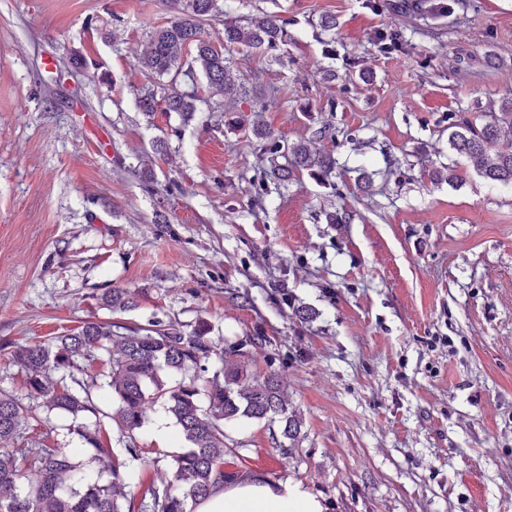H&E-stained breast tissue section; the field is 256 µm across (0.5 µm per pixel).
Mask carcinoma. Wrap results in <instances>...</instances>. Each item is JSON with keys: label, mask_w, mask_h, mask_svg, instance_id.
Returning <instances> with one entry per match:
<instances>
[{"label": "carcinoma", "mask_w": 512, "mask_h": 512, "mask_svg": "<svg viewBox=\"0 0 512 512\" xmlns=\"http://www.w3.org/2000/svg\"><path fill=\"white\" fill-rule=\"evenodd\" d=\"M220 2L166 0L172 17L150 33L141 57L147 74L168 79L171 92L160 100L164 111L175 112L184 121L198 111L197 103L204 102L197 86L179 87L180 76L193 77L192 64H200L208 88L230 95L235 84L229 78L225 47L275 50L288 42V19L264 12L244 24L222 22L224 35L218 43L204 38V22L224 16ZM160 101L148 92L139 98V106L150 115ZM448 142L487 180L512 184V99L502 101L498 111L480 124L464 118L452 123ZM287 153L288 166L278 169L279 181L288 180L295 170L326 177L335 168L330 155L313 152L302 142L288 145ZM105 303L116 313L126 312L136 307V297L128 289L114 288ZM10 356L25 372L27 395L0 393V512H190L189 504L231 477L224 470V456L234 449L226 447L224 423L277 417L286 438L300 434V419L288 412V395L279 376L255 377L243 354L225 349L224 342L210 336L203 320L189 332L162 321L132 327L118 320H90L47 342L16 345ZM100 358L110 365L106 379L81 378L83 363ZM211 361L216 367L210 372L205 364ZM53 370L67 371L78 390L54 383ZM164 375L176 380L167 383ZM103 387L117 396L110 417L127 434L141 428L148 411L160 401L187 442L185 451L173 459L172 473L150 482L138 503L128 491L125 463L103 442L100 417L105 412L96 396ZM42 407L94 416V421L75 426V432L94 450L96 471L71 462L63 448H7L23 438L28 421L42 420Z\"/></svg>", "instance_id": "carcinoma-1"}]
</instances>
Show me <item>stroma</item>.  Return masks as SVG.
I'll return each instance as SVG.
<instances>
[{"instance_id": "stroma-1", "label": "stroma", "mask_w": 512, "mask_h": 512, "mask_svg": "<svg viewBox=\"0 0 512 512\" xmlns=\"http://www.w3.org/2000/svg\"><path fill=\"white\" fill-rule=\"evenodd\" d=\"M404 2L224 0L223 20L287 18L288 43L227 49L236 93L203 89L223 112L185 122L137 105L162 0H0V392L26 393L4 347L108 318L126 288L121 321H206L283 380L298 438L227 423V470L301 482L327 512H512V186L448 143L450 120L512 98V0ZM299 140L335 168L277 184L273 145ZM73 425L56 410L25 436L96 469ZM104 425L116 455L141 450L136 493L186 447L159 404L133 435Z\"/></svg>"}]
</instances>
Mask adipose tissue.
<instances>
[{
    "label": "adipose tissue",
    "mask_w": 512,
    "mask_h": 512,
    "mask_svg": "<svg viewBox=\"0 0 512 512\" xmlns=\"http://www.w3.org/2000/svg\"><path fill=\"white\" fill-rule=\"evenodd\" d=\"M194 512H324V506L301 483L250 473L215 487Z\"/></svg>",
    "instance_id": "obj_1"
}]
</instances>
